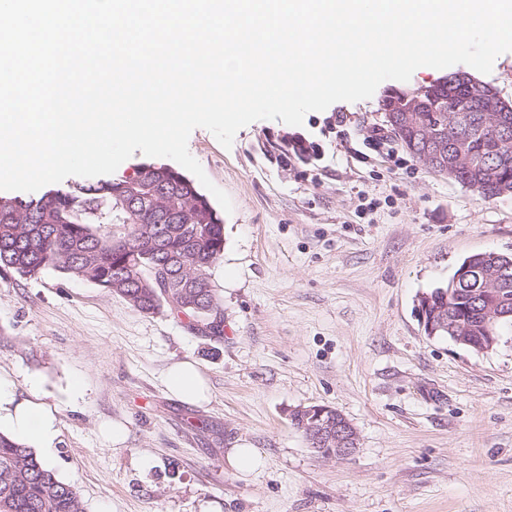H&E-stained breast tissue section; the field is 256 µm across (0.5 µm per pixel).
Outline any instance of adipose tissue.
Returning a JSON list of instances; mask_svg holds the SVG:
<instances>
[{
	"label": "adipose tissue",
	"mask_w": 512,
	"mask_h": 512,
	"mask_svg": "<svg viewBox=\"0 0 512 512\" xmlns=\"http://www.w3.org/2000/svg\"><path fill=\"white\" fill-rule=\"evenodd\" d=\"M166 386L172 394L187 401L205 398L203 378L195 364L188 361L169 368ZM0 422L10 428L16 439L37 446L44 456H51L58 437L55 415L32 401L17 399L11 385L1 380Z\"/></svg>",
	"instance_id": "adipose-tissue-1"
}]
</instances>
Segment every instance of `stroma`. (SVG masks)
Segmentation results:
<instances>
[{
    "instance_id": "35a3bbf8",
    "label": "stroma",
    "mask_w": 512,
    "mask_h": 512,
    "mask_svg": "<svg viewBox=\"0 0 512 512\" xmlns=\"http://www.w3.org/2000/svg\"><path fill=\"white\" fill-rule=\"evenodd\" d=\"M444 75L418 68L300 126L255 121L228 149L192 131L233 204L208 271L220 338L51 269L0 270V377L55 413L50 465L85 512H512V326L479 353L428 336L417 312L464 257L512 254V196L483 201L431 172L380 110ZM185 360L206 401L167 389ZM309 405L351 421L353 456L313 452L290 420ZM241 443L263 459L255 474L226 460Z\"/></svg>"
}]
</instances>
